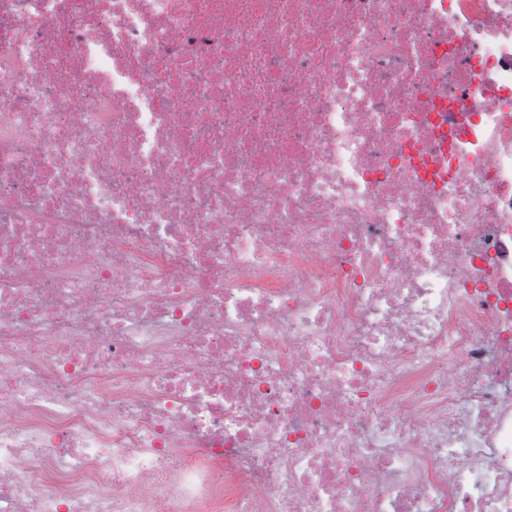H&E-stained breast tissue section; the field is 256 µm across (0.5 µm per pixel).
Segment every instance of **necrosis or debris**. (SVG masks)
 I'll list each match as a JSON object with an SVG mask.
<instances>
[{
  "mask_svg": "<svg viewBox=\"0 0 512 512\" xmlns=\"http://www.w3.org/2000/svg\"><path fill=\"white\" fill-rule=\"evenodd\" d=\"M0 512H512V0H0Z\"/></svg>",
  "mask_w": 512,
  "mask_h": 512,
  "instance_id": "necrosis-or-debris-1",
  "label": "necrosis or debris"
}]
</instances>
